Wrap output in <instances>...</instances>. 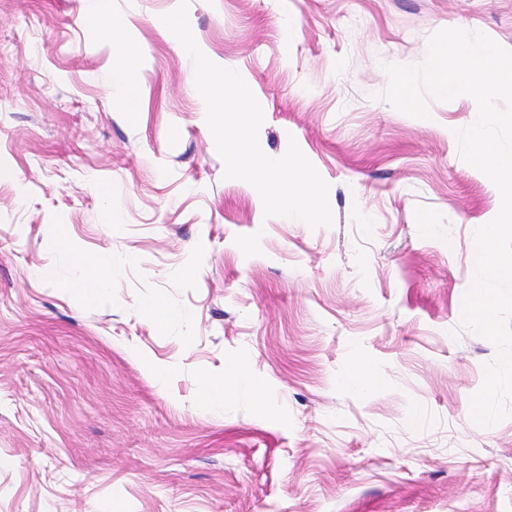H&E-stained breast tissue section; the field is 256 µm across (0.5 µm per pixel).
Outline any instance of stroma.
<instances>
[{"label":"stroma","mask_w":512,"mask_h":512,"mask_svg":"<svg viewBox=\"0 0 512 512\" xmlns=\"http://www.w3.org/2000/svg\"><path fill=\"white\" fill-rule=\"evenodd\" d=\"M178 3L112 0L92 43L85 0H0V512H512V417L470 415L495 348L460 323L501 205L458 152L477 104L381 97L439 30L512 50V0H190L263 152L296 140L328 183L317 229L225 178L157 23ZM62 237L111 257L107 293L81 296ZM358 360L376 385L344 384ZM231 367L262 408L201 410Z\"/></svg>","instance_id":"35a3bbf8"}]
</instances>
